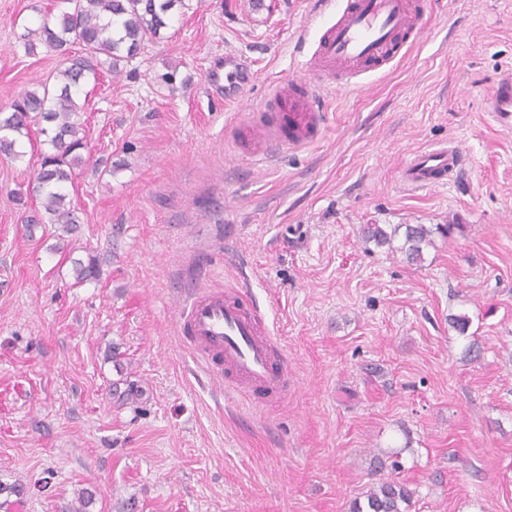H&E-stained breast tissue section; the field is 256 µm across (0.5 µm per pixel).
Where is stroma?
Listing matches in <instances>:
<instances>
[{
  "mask_svg": "<svg viewBox=\"0 0 512 512\" xmlns=\"http://www.w3.org/2000/svg\"><path fill=\"white\" fill-rule=\"evenodd\" d=\"M52 4L0 0V112L59 69L36 32ZM335 17L193 0L84 82L74 233L26 230L39 130L23 159L0 154V482L18 488L0 512H74L86 489L88 512H349L390 479L407 512H512V130L483 110L512 75V0H429L406 54L319 88L315 142L237 152L234 114L264 111ZM228 51L254 72L235 103L207 84ZM449 143L463 177L406 189L409 155ZM452 221L418 262L361 237ZM89 253L100 275L75 284ZM238 282L287 395L227 391L178 332L186 290Z\"/></svg>",
  "mask_w": 512,
  "mask_h": 512,
  "instance_id": "1",
  "label": "stroma"
}]
</instances>
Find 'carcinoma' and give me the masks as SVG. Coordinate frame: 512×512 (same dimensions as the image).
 <instances>
[{
  "instance_id": "carcinoma-1",
  "label": "carcinoma",
  "mask_w": 512,
  "mask_h": 512,
  "mask_svg": "<svg viewBox=\"0 0 512 512\" xmlns=\"http://www.w3.org/2000/svg\"><path fill=\"white\" fill-rule=\"evenodd\" d=\"M185 0H58L56 11L47 13L39 27V38L49 48L64 53L79 44L82 55L63 59L66 67L57 71L55 85L40 82L12 105V111L0 115V152L15 158L25 156L24 140L30 127L43 124L47 148L40 153L39 169L33 192L41 196L42 207L52 224L63 232L75 231V210L64 193L72 181L74 168L82 163L81 151L87 149L86 131L81 122L77 94L81 81L98 79L105 71L119 72L122 62L132 59L149 42L161 38L168 26V13ZM459 224H394L383 227L368 224L363 238L377 246H392L403 236L400 250L417 261L423 247L432 244L433 235H450ZM74 279L80 284L99 277V261L88 255L87 261L73 264ZM408 490L396 482H384L367 494L366 505L356 501L351 512H403L409 502Z\"/></svg>"
}]
</instances>
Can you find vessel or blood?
<instances>
[{
  "mask_svg": "<svg viewBox=\"0 0 512 512\" xmlns=\"http://www.w3.org/2000/svg\"><path fill=\"white\" fill-rule=\"evenodd\" d=\"M426 6V0H343L334 24L305 61L303 75L277 87L275 112L251 133V159L260 162L276 148L314 142L325 123L316 103L318 85L356 77L393 61L409 40L423 35ZM224 64L228 68L224 94L233 99L250 83L251 74L234 56H225ZM485 110L497 123L512 127L511 79L502 80L488 93ZM463 161L454 145L417 152L406 161L402 180L410 188L441 187ZM177 324L213 375L229 376L236 387L266 392L286 385L284 357L277 353L258 306L246 292L235 288L193 291L180 307Z\"/></svg>",
  "mask_w": 512,
  "mask_h": 512,
  "instance_id": "1",
  "label": "vessel or blood"
}]
</instances>
